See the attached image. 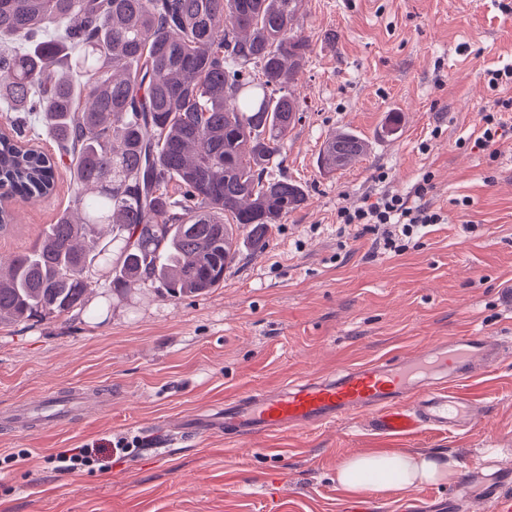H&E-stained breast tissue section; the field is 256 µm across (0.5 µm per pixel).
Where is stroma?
I'll use <instances>...</instances> for the list:
<instances>
[{"mask_svg": "<svg viewBox=\"0 0 512 512\" xmlns=\"http://www.w3.org/2000/svg\"><path fill=\"white\" fill-rule=\"evenodd\" d=\"M311 44L294 91L300 119L279 171L307 199L264 248L243 243L221 287L174 299L154 288L114 297L99 315L0 325V512H494L473 472L512 468V138L474 147L494 100L486 70L512 65V0H303L295 21ZM395 136L383 128L392 113ZM350 131L367 144L349 167L323 172L326 140ZM386 183L374 180L377 169ZM431 173L441 212L417 248L373 249L372 235L336 233V210L382 189L410 193ZM66 169L45 199H15L0 259L29 251L72 208ZM470 331L502 347L462 393L484 411L463 431L391 437L357 418L231 441L190 431L225 399L275 391L289 379L413 351ZM82 397L70 425H9L47 391ZM139 438L108 471L66 474L50 455ZM372 448L441 451L463 472L455 487L364 491L338 487L336 468Z\"/></svg>", "mask_w": 512, "mask_h": 512, "instance_id": "stroma-1", "label": "stroma"}]
</instances>
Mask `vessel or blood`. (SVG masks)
Masks as SVG:
<instances>
[{
  "instance_id": "obj_1",
  "label": "vessel or blood",
  "mask_w": 512,
  "mask_h": 512,
  "mask_svg": "<svg viewBox=\"0 0 512 512\" xmlns=\"http://www.w3.org/2000/svg\"><path fill=\"white\" fill-rule=\"evenodd\" d=\"M498 354L497 344L487 337L454 336L413 353L348 365L321 377H298L275 393H245L225 405L215 426L240 439L253 438L367 413L376 430L393 436L423 428L474 427L483 415L452 386L472 378ZM73 404V399L51 393L42 410L49 421L61 422Z\"/></svg>"
}]
</instances>
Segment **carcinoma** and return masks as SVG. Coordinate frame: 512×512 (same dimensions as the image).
<instances>
[{"instance_id":"1","label":"carcinoma","mask_w":512,"mask_h":512,"mask_svg":"<svg viewBox=\"0 0 512 512\" xmlns=\"http://www.w3.org/2000/svg\"><path fill=\"white\" fill-rule=\"evenodd\" d=\"M300 3L0 0V182L45 198L66 164L75 206L7 260L0 323L82 314L101 276L117 296L206 293L224 283L238 233L265 246L306 201L275 173L311 53ZM36 120L55 153L35 145ZM365 150L338 132L321 163L333 172Z\"/></svg>"}]
</instances>
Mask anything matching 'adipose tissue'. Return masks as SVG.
<instances>
[{"label": "adipose tissue", "instance_id": "ef3b65f1", "mask_svg": "<svg viewBox=\"0 0 512 512\" xmlns=\"http://www.w3.org/2000/svg\"><path fill=\"white\" fill-rule=\"evenodd\" d=\"M462 472L441 452L377 448L346 457L336 468V483L349 496L365 490H409L423 485L448 486Z\"/></svg>", "mask_w": 512, "mask_h": 512}]
</instances>
